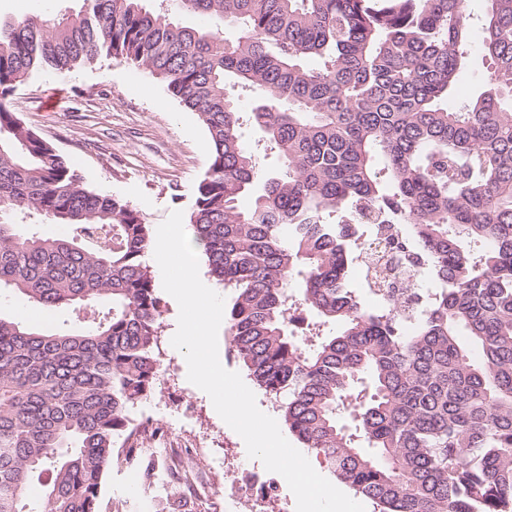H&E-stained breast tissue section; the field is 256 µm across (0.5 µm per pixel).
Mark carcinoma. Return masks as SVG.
Instances as JSON below:
<instances>
[{
    "mask_svg": "<svg viewBox=\"0 0 512 512\" xmlns=\"http://www.w3.org/2000/svg\"><path fill=\"white\" fill-rule=\"evenodd\" d=\"M487 2L490 70L460 109L468 0H83L0 21V289L74 314H0V512H101L161 376L148 225L7 106L32 74L99 57L204 126L192 243L231 292L229 353L288 430L380 512H512V0ZM244 88L273 170L242 141ZM355 262L375 310L348 288Z\"/></svg>",
    "mask_w": 512,
    "mask_h": 512,
    "instance_id": "obj_1",
    "label": "carcinoma"
}]
</instances>
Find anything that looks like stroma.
<instances>
[{
	"mask_svg": "<svg viewBox=\"0 0 512 512\" xmlns=\"http://www.w3.org/2000/svg\"><path fill=\"white\" fill-rule=\"evenodd\" d=\"M82 0H0L1 18L56 17L79 11ZM472 43L467 68L448 98L458 109L483 88L490 60L480 41L486 0H469ZM7 105L69 161L82 185L123 200L150 227L175 210L190 214L195 191L210 164L207 133L196 113L184 109L164 84L144 69L101 58L69 70L41 72L18 84ZM160 363L155 389L130 411L134 424L152 423L160 448H193L204 474L188 512H252L244 488L252 474L273 483L268 512H296L285 479L249 458L242 438L217 414L209 396L187 379L183 354L172 347L178 305L161 293ZM144 465L135 459L112 466L102 484V508L114 498L138 501L139 512H169L170 493L157 487L143 497Z\"/></svg>",
	"mask_w": 512,
	"mask_h": 512,
	"instance_id": "stroma-1",
	"label": "stroma"
}]
</instances>
